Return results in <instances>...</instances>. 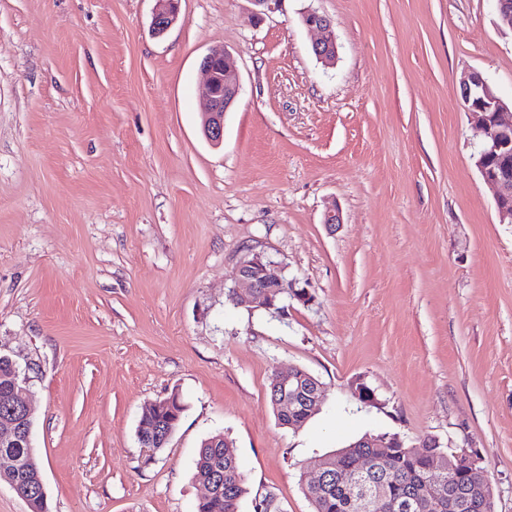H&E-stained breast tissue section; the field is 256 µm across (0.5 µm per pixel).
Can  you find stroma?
Segmentation results:
<instances>
[{
  "instance_id": "1",
  "label": "stroma",
  "mask_w": 512,
  "mask_h": 512,
  "mask_svg": "<svg viewBox=\"0 0 512 512\" xmlns=\"http://www.w3.org/2000/svg\"><path fill=\"white\" fill-rule=\"evenodd\" d=\"M154 5L0 0V354L30 378L50 512H196L217 431L271 512H312L319 461L367 433L476 452L512 512V224L459 95L477 70L512 101L496 0H278L259 21L181 0L160 38ZM214 47L241 84L218 146ZM251 250L311 302L232 304ZM293 367L325 386L296 432L268 397ZM174 391L181 423L148 452L142 408ZM301 18L306 28L319 34L311 45L314 56L325 65L333 64L338 55V46L329 17L315 9H308L303 12ZM201 69L206 78L200 95L208 106L202 130L208 141L219 145L224 140V117L240 93V82L232 56L223 48L210 50L201 61Z\"/></svg>"
}]
</instances>
